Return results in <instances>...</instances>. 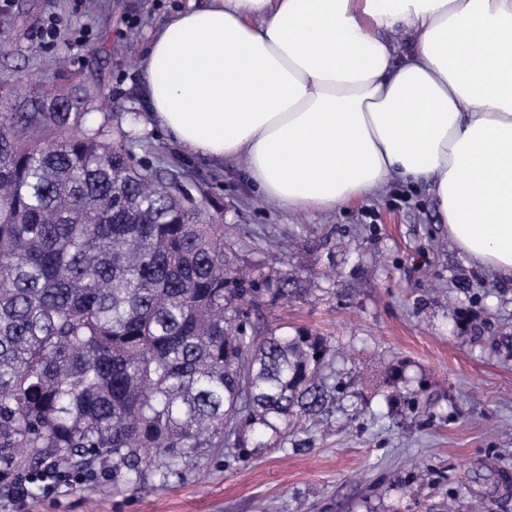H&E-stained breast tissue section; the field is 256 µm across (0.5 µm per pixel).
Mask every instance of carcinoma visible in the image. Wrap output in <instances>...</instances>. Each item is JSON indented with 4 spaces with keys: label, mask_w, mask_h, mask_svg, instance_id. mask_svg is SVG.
Instances as JSON below:
<instances>
[{
    "label": "carcinoma",
    "mask_w": 512,
    "mask_h": 512,
    "mask_svg": "<svg viewBox=\"0 0 512 512\" xmlns=\"http://www.w3.org/2000/svg\"><path fill=\"white\" fill-rule=\"evenodd\" d=\"M55 87L0 120V463H112L119 490L336 401L326 338L259 323L302 293L254 274L224 225L136 165ZM389 367V405L427 403Z\"/></svg>",
    "instance_id": "obj_1"
}]
</instances>
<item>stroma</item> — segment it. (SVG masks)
<instances>
[{"instance_id": "stroma-1", "label": "stroma", "mask_w": 512, "mask_h": 512, "mask_svg": "<svg viewBox=\"0 0 512 512\" xmlns=\"http://www.w3.org/2000/svg\"><path fill=\"white\" fill-rule=\"evenodd\" d=\"M190 0H0V114L72 74L91 95L86 123L115 116L109 139L135 163L177 176L250 263L279 266L311 292L279 304L270 325L328 337L348 358L341 401L323 424L281 443L203 455L116 491L111 480L32 489L25 503L0 479V512H438L481 500L512 512V356L485 337L512 332V278L478 268L448 237L423 188L391 180L378 196L298 213L263 199L244 163L189 155L152 124L142 59L156 31ZM58 37L44 43L43 24ZM408 361L432 400L385 418L387 387L362 365Z\"/></svg>"}]
</instances>
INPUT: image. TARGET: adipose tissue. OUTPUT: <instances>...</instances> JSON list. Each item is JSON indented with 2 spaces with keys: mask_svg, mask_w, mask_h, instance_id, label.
<instances>
[{
  "mask_svg": "<svg viewBox=\"0 0 512 512\" xmlns=\"http://www.w3.org/2000/svg\"><path fill=\"white\" fill-rule=\"evenodd\" d=\"M143 68L153 121L188 152L246 159L281 207L423 182L459 250L512 277V0H203Z\"/></svg>",
  "mask_w": 512,
  "mask_h": 512,
  "instance_id": "1",
  "label": "adipose tissue"
}]
</instances>
